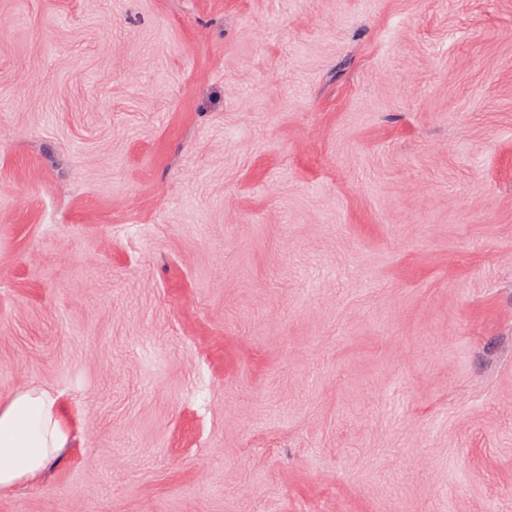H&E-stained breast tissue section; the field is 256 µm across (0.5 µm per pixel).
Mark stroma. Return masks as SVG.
<instances>
[{
    "mask_svg": "<svg viewBox=\"0 0 512 512\" xmlns=\"http://www.w3.org/2000/svg\"><path fill=\"white\" fill-rule=\"evenodd\" d=\"M0 512H512V0H0ZM68 443L50 392L18 390L0 400V494L40 481Z\"/></svg>",
    "mask_w": 512,
    "mask_h": 512,
    "instance_id": "obj_1",
    "label": "stroma"
}]
</instances>
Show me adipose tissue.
<instances>
[{"instance_id": "ef3b65f1", "label": "adipose tissue", "mask_w": 512, "mask_h": 512, "mask_svg": "<svg viewBox=\"0 0 512 512\" xmlns=\"http://www.w3.org/2000/svg\"><path fill=\"white\" fill-rule=\"evenodd\" d=\"M68 443L50 392L18 390L0 400V494L40 481Z\"/></svg>"}]
</instances>
